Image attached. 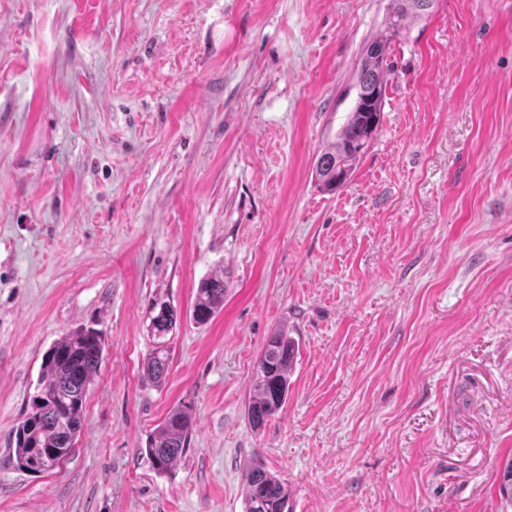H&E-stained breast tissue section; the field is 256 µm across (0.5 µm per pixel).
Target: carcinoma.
Returning a JSON list of instances; mask_svg holds the SVG:
<instances>
[{"instance_id": "carcinoma-1", "label": "carcinoma", "mask_w": 512, "mask_h": 512, "mask_svg": "<svg viewBox=\"0 0 512 512\" xmlns=\"http://www.w3.org/2000/svg\"><path fill=\"white\" fill-rule=\"evenodd\" d=\"M433 0H391L383 28L365 45L356 77L355 104L338 134L336 145L320 153L315 179L328 191L350 178L356 161L365 153L383 119L387 77L392 71L390 49L407 24L425 15ZM224 309V274L202 278L196 288L192 316L199 325L210 322ZM176 311L162 303L153 317L155 337L172 330ZM104 340L92 330L78 329L56 341L45 353L30 410L14 430L11 461L16 469L43 473L59 466L75 451L83 428L90 386L100 369ZM295 343L288 334L269 337L254 371L247 415L251 426L262 427L288 398V374L295 358ZM167 359L157 348L143 365V376L155 384L165 380ZM193 431L192 417L181 407L172 408L155 429L145 449L154 469L166 473L182 458ZM245 512H289L288 486L258 463L244 472ZM499 495L512 503V460L503 469Z\"/></svg>"}]
</instances>
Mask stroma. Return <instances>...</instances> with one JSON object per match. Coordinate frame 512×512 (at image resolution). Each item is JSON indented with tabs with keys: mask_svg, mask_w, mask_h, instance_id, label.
<instances>
[{
	"mask_svg": "<svg viewBox=\"0 0 512 512\" xmlns=\"http://www.w3.org/2000/svg\"><path fill=\"white\" fill-rule=\"evenodd\" d=\"M390 0H0V512H505L512 460V0H434L391 48L347 185L317 156ZM224 274V309L192 319ZM180 320L156 386L153 307ZM104 359L75 453L14 469L46 351ZM284 408L247 419L273 333ZM176 406L172 471L146 457ZM224 274L202 278L196 288L192 316L199 325L210 322L224 309ZM162 348H156L143 365V376L155 384H162L167 372V359ZM192 431V417L183 408L168 412L145 449L156 471L166 473L177 464L188 448ZM245 512H288V486L277 475L258 463H250L244 472Z\"/></svg>",
	"mask_w": 512,
	"mask_h": 512,
	"instance_id": "35a3bbf8",
	"label": "stroma"
}]
</instances>
